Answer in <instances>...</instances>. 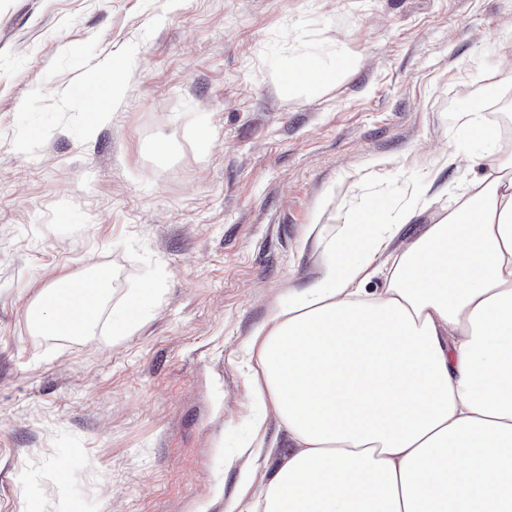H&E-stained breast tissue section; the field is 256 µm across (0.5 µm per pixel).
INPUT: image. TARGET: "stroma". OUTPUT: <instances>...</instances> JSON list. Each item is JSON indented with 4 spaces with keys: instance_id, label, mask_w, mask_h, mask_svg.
Here are the masks:
<instances>
[{
    "instance_id": "35a3bbf8",
    "label": "stroma",
    "mask_w": 512,
    "mask_h": 512,
    "mask_svg": "<svg viewBox=\"0 0 512 512\" xmlns=\"http://www.w3.org/2000/svg\"><path fill=\"white\" fill-rule=\"evenodd\" d=\"M302 56L347 67L288 88ZM510 60L512 0H0V512H224L248 338L349 210L387 218L420 187L414 240L479 185L438 156L485 149L461 108L512 126ZM116 62L122 100L99 95L87 135L78 91ZM98 268L92 327L37 333L40 290ZM156 289L147 288L135 293L127 306L123 316L114 320L112 323V333L114 336H127L134 329L136 322L144 318L146 311L156 302Z\"/></svg>"
}]
</instances>
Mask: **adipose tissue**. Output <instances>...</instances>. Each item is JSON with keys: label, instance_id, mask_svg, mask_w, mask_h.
Listing matches in <instances>:
<instances>
[{"label": "adipose tissue", "instance_id": "obj_1", "mask_svg": "<svg viewBox=\"0 0 512 512\" xmlns=\"http://www.w3.org/2000/svg\"><path fill=\"white\" fill-rule=\"evenodd\" d=\"M344 68L303 57L285 79L316 90ZM424 207L414 189L388 223L349 214L319 276L251 337L259 411L242 453L276 463L247 512H512V171L398 244ZM381 255L390 286L364 296ZM111 288L101 269L48 285L37 328L84 333Z\"/></svg>", "mask_w": 512, "mask_h": 512}]
</instances>
